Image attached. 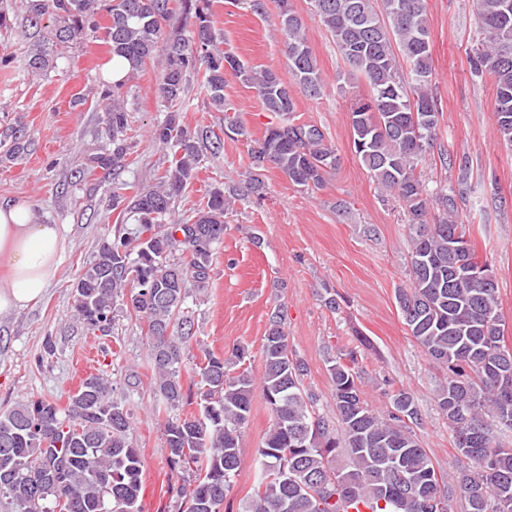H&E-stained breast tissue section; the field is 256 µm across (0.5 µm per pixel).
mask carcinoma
Wrapping results in <instances>:
<instances>
[{"label": "carcinoma", "mask_w": 512, "mask_h": 512, "mask_svg": "<svg viewBox=\"0 0 512 512\" xmlns=\"http://www.w3.org/2000/svg\"><path fill=\"white\" fill-rule=\"evenodd\" d=\"M29 23L44 17L43 40L28 54L35 73L55 68L57 48L91 36L112 59L128 62L107 95L105 131L112 158L95 156L90 168L121 170L126 155L127 113L120 103L126 82L148 61L161 64L158 95L168 105L151 139L170 164L151 187L128 195L113 188L112 209L135 224L105 239L76 281L75 316L88 329L109 331L116 307L147 324L156 410L195 404L199 414L167 417V460L188 475L177 489L178 512H224L240 464L241 429L247 422L253 380L235 367L247 352L224 356L203 350L197 391L184 389L181 371L193 339L184 305L192 289L208 286L216 245L224 239V213L237 190L209 191L204 208L175 219L172 209L205 154L221 145L207 126L180 123L190 74L201 76L208 105L225 108L231 74L254 88L274 120L250 145L251 168L272 167L295 185L319 189L339 164L337 149L317 126L298 119L295 94L316 97L323 77L307 45L292 0H278L283 53L294 84L269 68L245 65L221 47L211 0H25ZM350 69L370 93L352 98L349 110L355 156L404 208L411 239L410 287L396 299L404 324L432 362L448 368L438 389L454 448L476 467L459 473L456 488L427 485L435 472L412 429L419 413L404 389L392 395L388 417L361 396L353 368L332 365L340 429L316 414L303 385L305 365L288 349L282 318L274 310L263 339L262 393L272 425L255 450L253 493L243 512H451L454 496L465 512H512V448L494 431L512 430V350L504 344L499 286L493 275L469 272L475 247L458 221L455 196L431 189L418 162L437 136L440 110L429 86L433 75L431 32L425 0H309ZM512 0H477L479 30L470 50L472 72L494 78V114L504 141L512 142ZM106 12L108 23L97 20ZM183 26L165 32L175 15ZM21 129H12L4 157L27 151ZM211 230L207 250L194 233ZM131 413L100 374L90 375L68 396L66 407L30 397L0 414V496L15 512H140L144 461L129 441ZM343 456L347 463L334 468Z\"/></svg>", "instance_id": "carcinoma-1"}]
</instances>
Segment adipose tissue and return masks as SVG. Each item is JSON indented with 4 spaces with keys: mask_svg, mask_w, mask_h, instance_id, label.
<instances>
[{
    "mask_svg": "<svg viewBox=\"0 0 512 512\" xmlns=\"http://www.w3.org/2000/svg\"><path fill=\"white\" fill-rule=\"evenodd\" d=\"M63 250L58 226L34 223L27 204L0 206V315L45 294Z\"/></svg>",
    "mask_w": 512,
    "mask_h": 512,
    "instance_id": "ef3b65f1",
    "label": "adipose tissue"
}]
</instances>
